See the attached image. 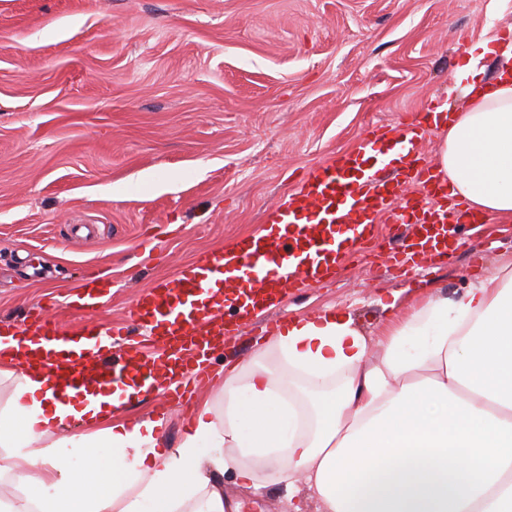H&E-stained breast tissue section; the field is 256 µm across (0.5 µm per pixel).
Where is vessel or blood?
I'll return each instance as SVG.
<instances>
[{
  "mask_svg": "<svg viewBox=\"0 0 512 512\" xmlns=\"http://www.w3.org/2000/svg\"><path fill=\"white\" fill-rule=\"evenodd\" d=\"M447 120V107L436 105L419 123L372 126L355 149L310 169L271 205L266 234L240 238L160 279L124 319L106 326L90 319L71 329L39 307L22 320L0 321V361L49 368L56 387L77 394L91 385L165 377L166 396L183 403L191 390L182 376L187 364L205 374L225 337L246 324L277 335L266 311L282 304L287 288L332 281L344 253L372 254L379 219L406 231L407 244L389 254L393 265L406 273L429 269L430 258L440 256L460 228L455 211L442 205L448 183L420 148ZM340 224L346 230L339 240ZM109 293V286L88 280L79 306L98 310Z\"/></svg>",
  "mask_w": 512,
  "mask_h": 512,
  "instance_id": "obj_1",
  "label": "vessel or blood"
}]
</instances>
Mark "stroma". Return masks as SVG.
I'll return each instance as SVG.
<instances>
[{"instance_id": "1", "label": "stroma", "mask_w": 512, "mask_h": 512, "mask_svg": "<svg viewBox=\"0 0 512 512\" xmlns=\"http://www.w3.org/2000/svg\"><path fill=\"white\" fill-rule=\"evenodd\" d=\"M512 30V0H0V319L106 275L97 313L260 230L307 170L375 122L465 103V45ZM512 260V223L463 235L430 276L449 294ZM386 257H346L334 285L290 290L288 321L333 308L369 339L410 287ZM262 337L224 339V366ZM214 482L235 512H288L285 485Z\"/></svg>"}]
</instances>
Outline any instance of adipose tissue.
Here are the masks:
<instances>
[{"label":"adipose tissue","instance_id":"1","mask_svg":"<svg viewBox=\"0 0 512 512\" xmlns=\"http://www.w3.org/2000/svg\"><path fill=\"white\" fill-rule=\"evenodd\" d=\"M503 59L494 79L481 65ZM466 106L440 126L437 170L468 214L512 223V43L471 44L458 69ZM424 346L408 353L409 337ZM286 368L232 366L224 412L198 408L177 447L159 419L128 422L147 388L62 403L46 376L21 374L0 412V475L22 496L0 512H225L212 473L304 484L320 512H512V263L462 294L421 290L392 316L376 361L351 317L294 319L272 337ZM82 456L75 464L66 446Z\"/></svg>","mask_w":512,"mask_h":512}]
</instances>
